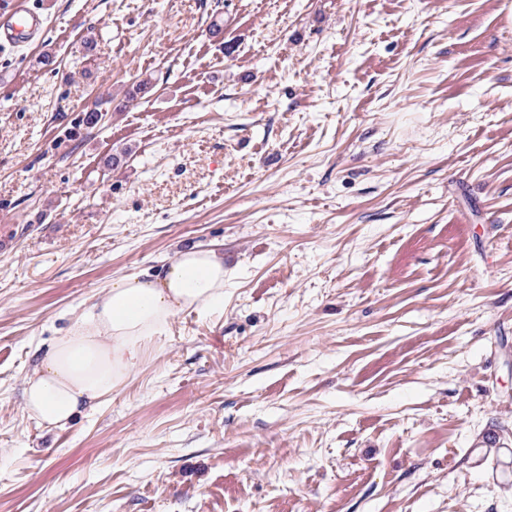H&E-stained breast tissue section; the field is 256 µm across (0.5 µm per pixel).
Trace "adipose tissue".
Here are the masks:
<instances>
[{
  "mask_svg": "<svg viewBox=\"0 0 512 512\" xmlns=\"http://www.w3.org/2000/svg\"><path fill=\"white\" fill-rule=\"evenodd\" d=\"M223 303L224 257L211 249L178 253L157 278L113 280L44 352L25 383L27 410L40 425L67 426L125 385L178 313H206Z\"/></svg>",
  "mask_w": 512,
  "mask_h": 512,
  "instance_id": "obj_1",
  "label": "adipose tissue"
}]
</instances>
